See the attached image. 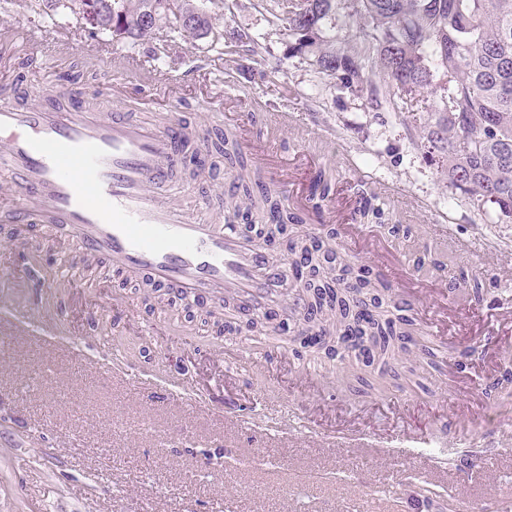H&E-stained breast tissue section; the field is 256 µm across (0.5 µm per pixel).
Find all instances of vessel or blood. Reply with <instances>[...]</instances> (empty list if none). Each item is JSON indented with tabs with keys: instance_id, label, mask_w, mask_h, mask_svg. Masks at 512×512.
I'll list each match as a JSON object with an SVG mask.
<instances>
[{
	"instance_id": "obj_1",
	"label": "vessel or blood",
	"mask_w": 512,
	"mask_h": 512,
	"mask_svg": "<svg viewBox=\"0 0 512 512\" xmlns=\"http://www.w3.org/2000/svg\"><path fill=\"white\" fill-rule=\"evenodd\" d=\"M167 112L157 124L133 120L122 110L97 113L86 106L72 83L31 95L26 106L0 103V209L2 224H37L51 239H64L82 256L106 259L123 276L167 284L190 297L239 296L249 309L267 308L279 295L287 268L272 263L269 249L254 244L236 224L232 211H213L209 201L189 215L170 190L182 165L183 137H190L197 159L206 155L203 128L185 130L179 117L180 91L159 88ZM243 99L229 95L225 112L238 141L252 159L266 166L270 183L283 201L311 207L320 165L297 148L287 162L274 165L271 139L255 136ZM356 255L370 254L372 232L366 224L344 225L339 234ZM396 301L413 305L402 256L378 261ZM431 330L457 336L493 331L512 334V307L497 309L495 323L482 318L455 322L447 291L430 304Z\"/></svg>"
}]
</instances>
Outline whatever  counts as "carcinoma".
Wrapping results in <instances>:
<instances>
[{
	"label": "carcinoma",
	"instance_id": "carcinoma-1",
	"mask_svg": "<svg viewBox=\"0 0 512 512\" xmlns=\"http://www.w3.org/2000/svg\"><path fill=\"white\" fill-rule=\"evenodd\" d=\"M270 14L288 24L291 49L313 58L319 72L345 89L368 90L371 99L402 115L405 125L423 129L426 155L448 173V184L471 196L477 207L491 206L512 216V0H270ZM166 0H31L34 14L73 21L76 32L104 35L110 41L137 43L166 27ZM188 15L178 37H201L212 31L211 17L196 0L179 4ZM362 19L356 33L336 31V15ZM438 62L433 71L429 60ZM448 78L443 94L428 102L425 89L437 75ZM207 155H218L231 171L234 191L224 205L236 217L260 212L288 234L286 248L310 255L300 218L282 214L268 194L256 192L251 176L235 154L228 134L207 136ZM336 302L314 305L297 297L291 314L302 326L320 324L328 336L350 329L347 318L364 304L360 295L382 301L389 289L377 279L336 283ZM377 327L387 367L411 341L413 320L399 307ZM494 392L512 395V370L492 384Z\"/></svg>",
	"mask_w": 512,
	"mask_h": 512
}]
</instances>
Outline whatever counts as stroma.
<instances>
[{
  "label": "stroma",
  "mask_w": 512,
  "mask_h": 512,
  "mask_svg": "<svg viewBox=\"0 0 512 512\" xmlns=\"http://www.w3.org/2000/svg\"><path fill=\"white\" fill-rule=\"evenodd\" d=\"M269 7V0H208L212 37L183 39L172 60L155 55L153 40L113 44V53L141 59L131 73L85 55L80 34L70 36V51L52 54L54 21H35L30 0H9L0 28L36 26L45 41L0 50V99L23 105L72 78L92 110L125 102L146 121L141 93L164 75L192 73L197 83L180 114L186 122L218 111L227 92L244 96L256 125L266 113H287L286 149L297 145L300 127L314 129L337 190L358 181L387 195L374 226L380 238L404 224L406 235L393 244L409 263L432 265L430 287L448 290L461 314L491 315L501 294L512 295V217L479 210L450 187L420 147L422 130L290 53L285 25ZM232 31L258 40L262 57L229 39ZM205 122L210 132L221 126ZM231 182L221 167L204 175L184 167L175 198L189 208ZM442 234L465 251L433 249ZM69 260L68 245L46 240L38 225L0 223V271L38 264L57 286L31 317L43 320L50 309L66 327L62 334L0 327V512H354L367 501L375 512H429L412 493L416 484L451 493L459 512H512V399L483 401L478 391L512 352V339L462 337L451 346L470 351L462 369L434 368L411 349L402 362L413 373L363 393L299 345L266 359L261 337L247 328L227 333L211 306L189 308L143 282L121 283L106 260H96L92 283L63 279ZM463 271L483 276L487 301L471 300ZM116 303L117 318L109 311ZM111 350L122 359L102 385L98 368ZM164 378L178 379L180 394L146 398ZM444 428L439 455L392 448V435Z\"/></svg>",
  "instance_id": "1"
}]
</instances>
